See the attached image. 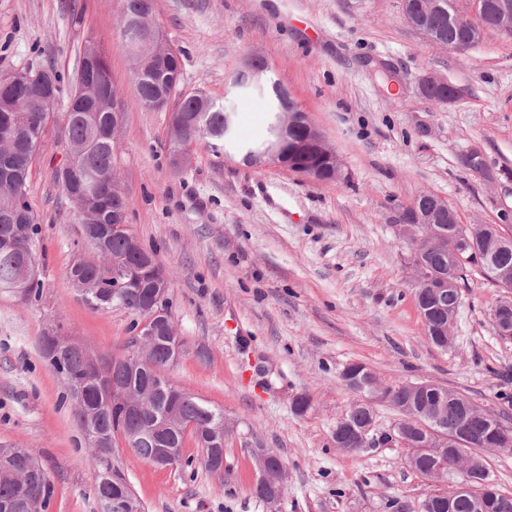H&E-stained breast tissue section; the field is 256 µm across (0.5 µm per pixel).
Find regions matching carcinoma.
I'll return each instance as SVG.
<instances>
[{
	"label": "carcinoma",
	"instance_id": "obj_1",
	"mask_svg": "<svg viewBox=\"0 0 512 512\" xmlns=\"http://www.w3.org/2000/svg\"><path fill=\"white\" fill-rule=\"evenodd\" d=\"M459 0H442L443 8L428 14L425 23L430 32V41L436 45L455 48L457 44L469 40V31L455 24L459 15ZM143 0H123L121 38L126 52L135 56L141 42L151 36V30L141 25ZM484 31H494L512 38V29L503 30L493 9H488L482 17ZM142 68L156 73L165 79V88L135 73L137 93L146 103L153 101L152 109L165 112L168 109L170 93L181 89L183 66L181 54L169 50L146 51L141 57ZM39 79L26 84L17 83L12 76L0 77V114L10 113L19 118L17 124L6 130L0 126V242L15 239L14 215L22 213L21 223L31 225L30 239L18 243L13 255L0 254V285L19 281L26 287L28 302H37L41 297L42 280L26 281L23 278L24 263L38 265L40 225L36 222L33 208L28 200V180L33 163L28 152L29 138L45 135L49 121L61 124V132L70 147L74 158L78 159L87 173L84 183L86 192L105 200L101 209L76 213V229L81 248L88 250L92 257L79 255L68 271L72 288L84 303L99 309L122 307L139 317L148 315V301L152 290L161 284L145 268V255L148 250L142 247L131 233L127 218L130 201L127 196L113 192L116 176V140L111 138L116 125L119 92L112 82L105 58H79L73 77V84L83 86L89 100L96 101L101 109L93 114L69 109L52 114L43 111L46 99L60 97V76L54 69L31 71ZM457 92L453 85L434 87L423 93V97L438 103L448 102V97ZM185 128L170 129L167 149L186 134L196 147L208 146L213 140H222L234 148L244 147L236 135L235 119H230L229 128H224V106L211 99L196 96L185 99L181 105ZM451 228L446 237V245L430 246L420 258L410 257L411 264L420 262L429 271L443 275L451 282L446 294L428 305L424 315L425 332L428 341L438 348H448L452 341L441 335L442 327L448 325L451 314L458 313L461 288L465 287L467 266L474 264L483 269L491 281H497L499 271L507 267L512 273V250L507 253L492 251L493 241L503 231L500 224L472 226L465 224L442 223ZM483 229L482 236L475 240V247L457 253L455 240L458 236L471 233L473 229ZM120 260L127 272L137 275L138 288H124L114 279V260ZM168 329L162 328L155 336L153 360L134 371L112 370V358L101 359L96 371L90 370L82 351L76 348H61L56 351L45 338L39 344L43 357L49 366L61 375L67 395L74 396L75 390L84 392L82 402L74 404L73 415L78 423L85 442L89 443L97 479L95 494L102 497L121 495L125 492L120 466L115 462L114 449L122 441L135 456L142 461H152L155 444L150 440L136 441V434L144 424L157 428V436L165 440L169 447L182 450L186 439H192L203 455L215 452L204 444V435L224 418V411L204 404L198 397L183 390L177 412L188 428L172 432L166 428L165 414L169 401L167 388L174 383L168 375L173 368L169 357ZM346 369L365 380L363 385H348V389L361 395L363 400L355 401L347 415L346 426L342 431H334V441L339 448L348 447L358 433L374 427V405L365 399L381 386V381L371 369L362 364H350ZM130 390L139 398L143 413L132 414L121 400V392ZM384 403L396 411L407 407L416 411L421 419L437 418L446 433L453 434L460 417V405L466 396L450 390L435 395L431 392L418 394L411 392L406 384L382 386ZM512 433L496 418L476 415L470 421V442L478 448H512L501 442L498 431ZM0 512H48L54 496V485L50 478L40 479L31 475L28 485L19 481L20 476L38 464V460L25 448H0ZM406 464L424 476L431 471L436 461L427 454L408 455ZM428 512H512V505L502 509L489 503L479 508L477 500L467 491L450 494L437 489L425 496Z\"/></svg>",
	"mask_w": 512,
	"mask_h": 512
}]
</instances>
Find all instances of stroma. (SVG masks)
Masks as SVG:
<instances>
[{
	"label": "stroma",
	"mask_w": 512,
	"mask_h": 512,
	"mask_svg": "<svg viewBox=\"0 0 512 512\" xmlns=\"http://www.w3.org/2000/svg\"><path fill=\"white\" fill-rule=\"evenodd\" d=\"M122 0H0V77L53 67L69 97L84 45L106 54L119 91L117 177L129 228L173 273L170 305L188 352L171 374L223 410L224 470L200 463L186 442L184 467L115 455L145 512H266L252 493L251 445L281 456L288 484L281 512H404L434 486L404 463L390 434L398 420L375 408L384 440L337 448L336 424L357 395L340 380L360 362L383 384L429 380L512 421V342L491 312L501 290L470 271L445 350L428 344L411 292V251L392 222L418 195L446 199L463 224L512 215V39L485 33L452 52L403 20L400 0H155L153 16L184 51L183 87L230 106L241 138L269 134V93L228 89L248 57L274 79L340 157L344 176L315 182L226 158L223 142L168 164V115L140 100L134 62L120 40ZM434 73L459 97H422ZM478 152L482 170L466 158ZM64 155L46 136L28 181L40 226L39 302L0 291V447L25 448L55 487L49 512H101L96 474L59 374L39 339L48 328L96 351L121 353L134 315L93 309L66 273L77 252L74 203L54 181ZM309 401L306 412L293 408Z\"/></svg>",
	"instance_id": "35a3bbf8"
}]
</instances>
